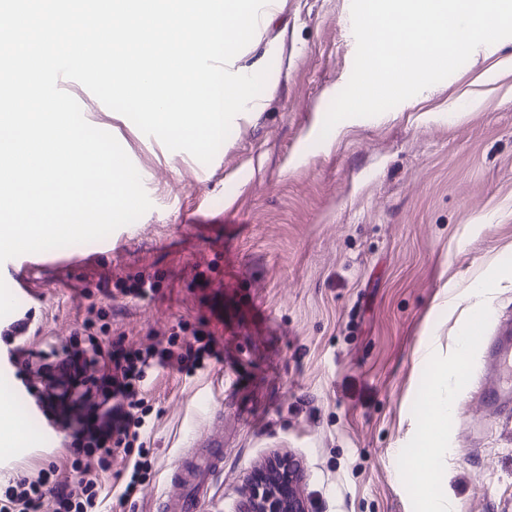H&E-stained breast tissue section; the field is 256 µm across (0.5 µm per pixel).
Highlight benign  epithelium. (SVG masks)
Returning <instances> with one entry per match:
<instances>
[{"label": "benign epithelium", "mask_w": 512, "mask_h": 512, "mask_svg": "<svg viewBox=\"0 0 512 512\" xmlns=\"http://www.w3.org/2000/svg\"><path fill=\"white\" fill-rule=\"evenodd\" d=\"M238 512H308L296 492V474L280 461L250 480L249 493Z\"/></svg>", "instance_id": "benign-epithelium-1"}]
</instances>
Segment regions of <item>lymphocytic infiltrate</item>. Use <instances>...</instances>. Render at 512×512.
Instances as JSON below:
<instances>
[{"label":"lymphocytic infiltrate","mask_w":512,"mask_h":512,"mask_svg":"<svg viewBox=\"0 0 512 512\" xmlns=\"http://www.w3.org/2000/svg\"><path fill=\"white\" fill-rule=\"evenodd\" d=\"M52 354L75 360L94 388V408H87L82 397L58 401L75 479L57 480L52 471L41 470L2 482L0 512H100L101 477L117 455L126 462L122 495L136 494L150 471L147 452L138 445L148 428L143 391L149 375L170 367L191 374L219 352L210 333L181 322L151 331L147 342L136 348L114 345L106 350L93 337L87 349L66 344L53 348Z\"/></svg>","instance_id":"obj_1"}]
</instances>
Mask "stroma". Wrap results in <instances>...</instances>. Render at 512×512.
<instances>
[{
  "label": "stroma",
  "mask_w": 512,
  "mask_h": 512,
  "mask_svg": "<svg viewBox=\"0 0 512 512\" xmlns=\"http://www.w3.org/2000/svg\"><path fill=\"white\" fill-rule=\"evenodd\" d=\"M280 45L257 118L232 126L214 159L169 151L85 87L66 90L112 133L152 207L106 238L41 252L22 267L32 319L25 347L81 330L87 301L118 280L158 277L151 299L112 302L108 340L131 346L159 324L204 325L221 359L194 374L152 373L145 389L150 481L120 499L114 459L105 512H159L176 459L214 430L224 459L202 512H236L252 476L288 460L308 512H512V416L476 393L485 350L461 363L447 448L414 464L428 437L429 382L461 329L493 333L512 318V37L431 92L374 117L320 130L352 72L351 0H287L263 29ZM498 287L475 315L461 293ZM459 295L454 308L448 295ZM18 376H0V407L31 442L0 444V478L64 467L63 433L45 437Z\"/></svg>",
  "instance_id": "35a3bbf8"
}]
</instances>
